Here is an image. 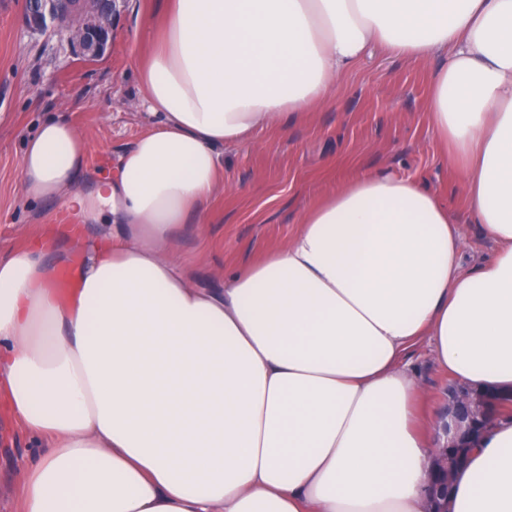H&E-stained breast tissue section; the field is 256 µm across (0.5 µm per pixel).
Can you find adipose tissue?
<instances>
[{
  "label": "adipose tissue",
  "mask_w": 512,
  "mask_h": 512,
  "mask_svg": "<svg viewBox=\"0 0 512 512\" xmlns=\"http://www.w3.org/2000/svg\"><path fill=\"white\" fill-rule=\"evenodd\" d=\"M140 67L154 119L86 195L89 140L50 117L21 191L111 223L0 257V402L43 451L16 512H424L436 433L404 362L512 391V0H164ZM442 58L430 125L495 242L464 269L448 205L410 178L338 182L264 258L205 288L168 246L204 233L221 151L331 105L372 47ZM77 260L62 293L56 270ZM448 512H512V416Z\"/></svg>",
  "instance_id": "obj_1"
}]
</instances>
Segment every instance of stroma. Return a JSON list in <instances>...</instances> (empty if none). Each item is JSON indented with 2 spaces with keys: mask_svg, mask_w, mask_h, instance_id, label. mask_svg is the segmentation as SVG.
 I'll use <instances>...</instances> for the list:
<instances>
[{
  "mask_svg": "<svg viewBox=\"0 0 512 512\" xmlns=\"http://www.w3.org/2000/svg\"><path fill=\"white\" fill-rule=\"evenodd\" d=\"M22 9L23 0H0V251L24 246L63 208L23 199V135L44 117H64L88 136L96 160L116 167L152 127L138 105V68L163 32L161 0H120L111 46L99 61L85 63L73 57L63 35L29 32ZM438 65L373 51L339 77L333 105L312 109L288 132H262L225 150L205 234L188 230L178 242L200 283L222 286L224 268L286 242L337 181L378 170L413 178L443 197L466 241L465 269L489 259L496 245L470 217L461 178L442 161L430 126V80ZM408 367L425 387V412L444 409L451 377L434 364L430 344L412 350ZM39 452L0 406V512L13 509L11 471Z\"/></svg>",
  "mask_w": 512,
  "mask_h": 512,
  "instance_id": "1",
  "label": "stroma"
}]
</instances>
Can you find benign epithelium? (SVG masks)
<instances>
[{
	"label": "benign epithelium",
	"instance_id": "7a95c632",
	"mask_svg": "<svg viewBox=\"0 0 512 512\" xmlns=\"http://www.w3.org/2000/svg\"><path fill=\"white\" fill-rule=\"evenodd\" d=\"M23 23L35 33L49 30L62 33L72 53L83 62H94L104 56L112 41L116 0H26ZM499 411L491 396L465 391L455 383L448 384V406L443 414L442 431L448 449L458 452L468 448L479 423Z\"/></svg>",
	"mask_w": 512,
	"mask_h": 512
}]
</instances>
